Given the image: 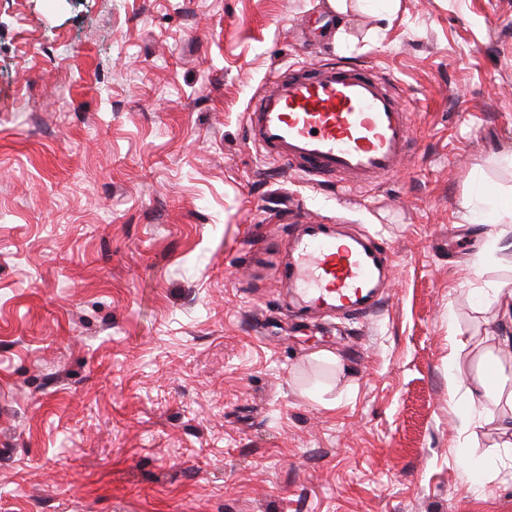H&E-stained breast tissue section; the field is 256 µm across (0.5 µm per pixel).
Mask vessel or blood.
<instances>
[{
    "label": "vessel or blood",
    "mask_w": 512,
    "mask_h": 512,
    "mask_svg": "<svg viewBox=\"0 0 512 512\" xmlns=\"http://www.w3.org/2000/svg\"><path fill=\"white\" fill-rule=\"evenodd\" d=\"M248 132L261 155L314 184L333 177L371 184L394 174L413 143L398 84L338 61L276 75L248 114ZM387 254L380 237L348 235L305 212L279 276L304 313L363 316L389 286Z\"/></svg>",
    "instance_id": "b4317fda"
}]
</instances>
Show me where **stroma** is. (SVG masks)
<instances>
[{
    "mask_svg": "<svg viewBox=\"0 0 512 512\" xmlns=\"http://www.w3.org/2000/svg\"><path fill=\"white\" fill-rule=\"evenodd\" d=\"M328 6L0 0V512H512V0ZM325 53L403 87L397 174L251 145ZM303 207L388 242L366 317H298Z\"/></svg>",
    "mask_w": 512,
    "mask_h": 512,
    "instance_id": "obj_1",
    "label": "stroma"
}]
</instances>
